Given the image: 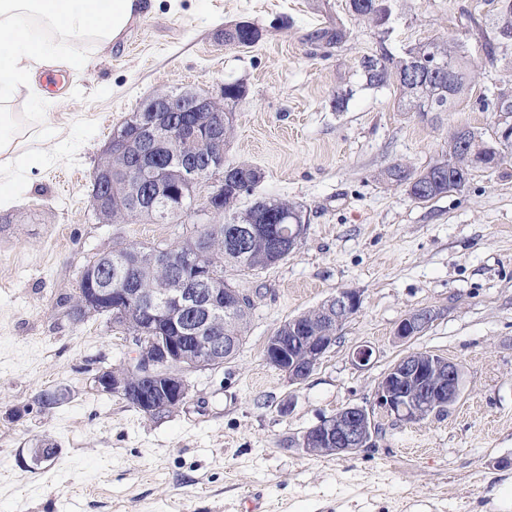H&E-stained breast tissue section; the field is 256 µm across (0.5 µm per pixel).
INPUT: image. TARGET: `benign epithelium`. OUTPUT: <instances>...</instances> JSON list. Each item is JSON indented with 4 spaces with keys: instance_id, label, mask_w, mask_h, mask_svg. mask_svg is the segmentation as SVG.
I'll list each match as a JSON object with an SVG mask.
<instances>
[{
    "instance_id": "7a95c632",
    "label": "benign epithelium",
    "mask_w": 512,
    "mask_h": 512,
    "mask_svg": "<svg viewBox=\"0 0 512 512\" xmlns=\"http://www.w3.org/2000/svg\"><path fill=\"white\" fill-rule=\"evenodd\" d=\"M139 111L146 113L136 125L134 139L138 142V161L133 169V198H138L143 177L154 172L155 153L170 150L181 140L192 142L200 135L216 145V149L200 154L187 152L178 164V178H152V203H163L168 211H179L187 192L203 180L217 177L212 190L196 214L199 223H208L218 209L215 203L224 199V124L215 113L224 105L212 95L187 90L178 95L168 91L155 93L145 99ZM170 112H207L202 120L189 118L176 125L168 118ZM189 274L181 279L163 298L125 288H114L102 282L91 289L85 304L109 305L115 313L136 310L149 315L153 321H170L174 333L156 335L153 328L137 327L128 332L134 354L120 370H103L95 377L96 388L107 393L123 395L131 388L132 380L141 382L146 391L139 395V405L155 415H161L183 405L189 395V385L183 371L190 368L218 366L224 363V348L230 340L212 328L214 320L224 312V304L237 309L244 304L241 292L224 293L220 280L211 267L193 255L182 258ZM362 304L360 292L342 289L330 297L326 309H335L334 319L341 322L356 315ZM189 310L195 314V326L185 328L177 323V315ZM433 315L417 310L400 320L397 336L409 340L429 324ZM336 343V335L327 330L321 336H292L286 343L274 336L266 347V361L282 372L291 384L309 378L327 351ZM462 378L459 364L446 358L424 354L405 355L390 366L379 382L375 406L401 421L415 422L425 417L431 407L444 401L453 405L459 397ZM376 435L373 408L347 406L336 414L322 419L306 430L298 447L306 453L323 450L334 455H351L372 445Z\"/></svg>"
}]
</instances>
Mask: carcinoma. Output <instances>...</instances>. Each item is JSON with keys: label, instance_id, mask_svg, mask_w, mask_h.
<instances>
[{"label": "carcinoma", "instance_id": "carcinoma-1", "mask_svg": "<svg viewBox=\"0 0 512 512\" xmlns=\"http://www.w3.org/2000/svg\"><path fill=\"white\" fill-rule=\"evenodd\" d=\"M349 7L356 16L372 23L379 33H388L392 13V0H350ZM492 37L485 44L487 55L493 56L494 45L512 44V0H496L494 13L489 20ZM237 33L242 45H253L260 40L261 32L250 22L228 25ZM348 31L340 23L330 22L307 34V41L317 47L331 48L347 40ZM427 58L443 63L447 71L436 70L427 79L410 84L405 72L411 61ZM366 84L372 88H383L392 83L399 91V106L404 110H415L424 115L430 112H450L465 102L474 78V64L466 46L434 38L407 50L396 58L385 48L367 56L361 64ZM243 85L236 81L224 84V134H229L234 123L235 108L244 97ZM463 134L453 131L448 137V151L440 159L422 169H410L402 165L389 167L382 174L385 182L392 186H403L415 200L427 202L446 194L457 186L459 172L472 176L479 170H490L512 155V143L505 144L500 136L486 138L471 127H462ZM135 156V149L129 148L109 158H101L94 173L102 174L104 192L109 195L111 206L105 212L112 221L135 216L151 218L157 212L145 205H136L128 192V179ZM257 167L241 163L236 166V178L224 187L221 222L203 224L185 237L172 251L174 261L168 264H152L145 255L150 247L139 245L117 246L112 249V261L126 263V283L130 288H143L154 294L174 288L177 285L178 266L175 258L186 251L198 250L205 262L216 272L224 274V265H232L246 272H257L268 268L272 261L281 262L292 250L287 246L277 247L280 230L303 220V207L280 199L258 198L248 208L237 210V201L244 194L253 191ZM263 223L266 233L254 238L242 252L231 248V241L243 225ZM113 276V266H108L98 257L87 262L81 272L78 297L71 306V314L82 321L87 317L89 307L83 304V296L96 286L97 280ZM249 315L223 314V319L214 327L226 336L236 337V346L224 351V359L234 357L243 343ZM326 327V320L314 308L299 315L297 333L301 336H317Z\"/></svg>", "mask_w": 512, "mask_h": 512}]
</instances>
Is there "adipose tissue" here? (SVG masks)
I'll return each instance as SVG.
<instances>
[{
    "label": "adipose tissue",
    "instance_id": "adipose-tissue-1",
    "mask_svg": "<svg viewBox=\"0 0 512 512\" xmlns=\"http://www.w3.org/2000/svg\"><path fill=\"white\" fill-rule=\"evenodd\" d=\"M142 9L143 0H0V100L22 87L38 92V77L52 63L86 67L88 57L70 41L109 44Z\"/></svg>",
    "mask_w": 512,
    "mask_h": 512
}]
</instances>
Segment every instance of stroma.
Returning <instances> with one entry per match:
<instances>
[{"mask_svg":"<svg viewBox=\"0 0 512 512\" xmlns=\"http://www.w3.org/2000/svg\"><path fill=\"white\" fill-rule=\"evenodd\" d=\"M120 45L74 40L90 57L64 87L6 108L27 135L49 139L29 153L16 198L0 208V512H512V158L474 172L462 189L426 203L384 183L388 167L423 168L467 125L483 135L512 117L489 103L512 81V46L487 55L475 22L491 0H392L387 40L349 0H150ZM341 20L340 46L306 43ZM260 28L251 46H226V25ZM436 37L464 42L478 68L457 111L421 115L398 106L395 88L363 87L361 61L378 44L396 55ZM245 96L224 163L262 177L238 209L260 197L303 205L307 231L284 261L258 272L225 266L224 278L255 303L237 355L185 373L190 395L152 418L95 376L119 369L134 346L101 316L73 321L87 261L113 247H172L191 225L145 218L104 224L90 206V174L113 128L160 91L225 81ZM348 95L345 110L336 97ZM361 293L360 312L305 381L289 384L265 360L284 321L337 291ZM436 317L403 341L399 321ZM372 347L370 365L351 360ZM412 352L458 363L461 394L447 415L404 422L376 412L373 447L352 455L299 450L309 428L351 404L371 406L384 372ZM56 403H46L47 395ZM58 444L35 464L42 440Z\"/></svg>","mask_w":512,"mask_h":512,"instance_id":"obj_1","label":"stroma"}]
</instances>
